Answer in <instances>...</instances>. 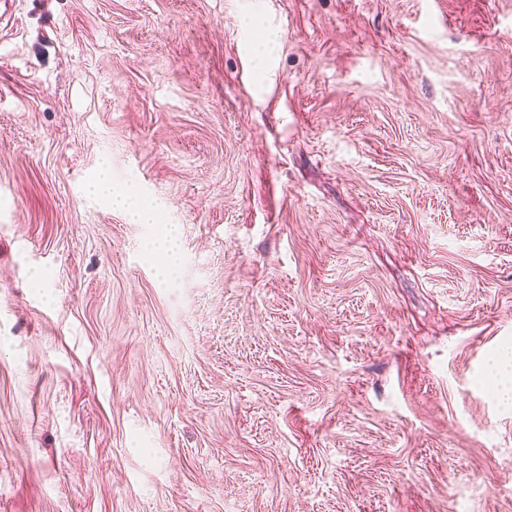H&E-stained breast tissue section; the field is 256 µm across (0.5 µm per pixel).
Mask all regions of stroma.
Wrapping results in <instances>:
<instances>
[{
	"mask_svg": "<svg viewBox=\"0 0 512 512\" xmlns=\"http://www.w3.org/2000/svg\"><path fill=\"white\" fill-rule=\"evenodd\" d=\"M7 8L0 512H512V0ZM131 194H113V201L120 205H127L132 220L141 224L155 223V216L150 207H146L142 202L132 199Z\"/></svg>",
	"mask_w": 512,
	"mask_h": 512,
	"instance_id": "obj_1",
	"label": "stroma"
}]
</instances>
